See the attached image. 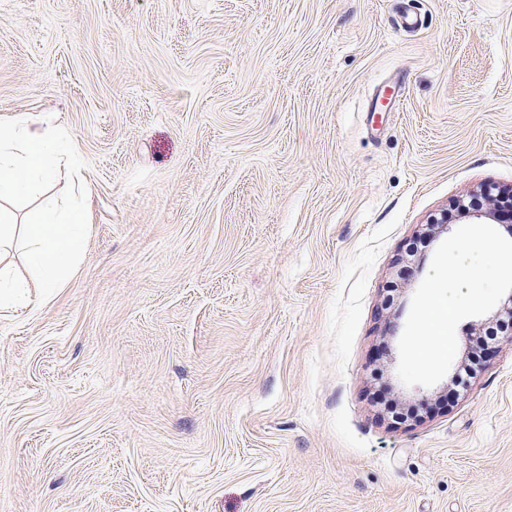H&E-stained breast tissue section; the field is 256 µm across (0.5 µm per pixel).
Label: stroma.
<instances>
[{"label":"stroma","instance_id":"35a3bbf8","mask_svg":"<svg viewBox=\"0 0 512 512\" xmlns=\"http://www.w3.org/2000/svg\"><path fill=\"white\" fill-rule=\"evenodd\" d=\"M18 118L94 219L0 319V512H512V345L397 376L408 244L512 186V0H0Z\"/></svg>","mask_w":512,"mask_h":512}]
</instances>
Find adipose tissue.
Wrapping results in <instances>:
<instances>
[{
    "label": "adipose tissue",
    "instance_id": "1",
    "mask_svg": "<svg viewBox=\"0 0 512 512\" xmlns=\"http://www.w3.org/2000/svg\"><path fill=\"white\" fill-rule=\"evenodd\" d=\"M69 145L50 120L10 125L0 136V312L52 301L77 267L91 212L47 197L34 219L17 223L11 205L73 165Z\"/></svg>",
    "mask_w": 512,
    "mask_h": 512
}]
</instances>
